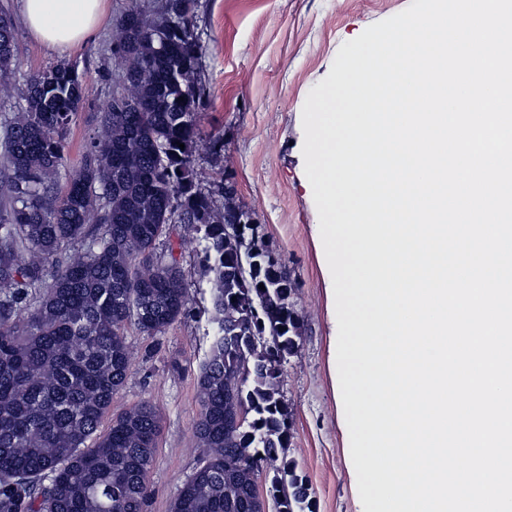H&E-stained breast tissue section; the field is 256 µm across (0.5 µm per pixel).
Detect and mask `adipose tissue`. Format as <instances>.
Returning <instances> with one entry per match:
<instances>
[{
	"mask_svg": "<svg viewBox=\"0 0 512 512\" xmlns=\"http://www.w3.org/2000/svg\"><path fill=\"white\" fill-rule=\"evenodd\" d=\"M20 8L35 41L66 53L94 41L106 0H20Z\"/></svg>",
	"mask_w": 512,
	"mask_h": 512,
	"instance_id": "ef3b65f1",
	"label": "adipose tissue"
}]
</instances>
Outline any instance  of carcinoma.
<instances>
[{
	"label": "carcinoma",
	"mask_w": 512,
	"mask_h": 512,
	"mask_svg": "<svg viewBox=\"0 0 512 512\" xmlns=\"http://www.w3.org/2000/svg\"><path fill=\"white\" fill-rule=\"evenodd\" d=\"M194 4L161 0L148 25L135 5L122 15L129 93L105 102L64 190L62 139L85 103L75 64L31 76L0 133V512H143L160 416L144 402L101 424L130 374L127 326L157 336L187 309L184 271L151 261L175 196L180 221L201 233L214 335L198 375L199 467L172 512H266L270 501L275 512H316L306 475L286 456L280 391L279 360L302 337L295 282L282 265L266 269L255 231L259 277H239L244 245L224 239L236 215L215 214L194 181L203 94ZM17 42L1 6V74ZM74 242L84 252L63 258Z\"/></svg>",
	"instance_id": "1"
}]
</instances>
